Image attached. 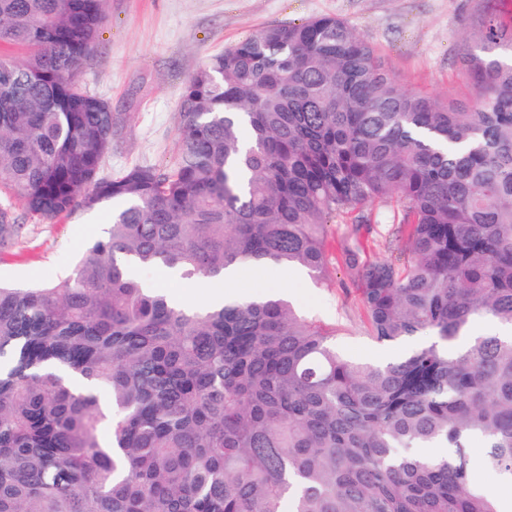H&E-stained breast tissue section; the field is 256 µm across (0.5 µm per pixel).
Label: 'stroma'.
<instances>
[{
    "mask_svg": "<svg viewBox=\"0 0 512 512\" xmlns=\"http://www.w3.org/2000/svg\"><path fill=\"white\" fill-rule=\"evenodd\" d=\"M487 14L512 25V0H109L81 82L123 116L109 172L137 164L162 168L176 157L190 76L250 34L335 17L375 49L402 88L470 104L480 90L469 77L468 36ZM1 204L26 221L11 251L0 255V278L28 284L62 282L112 221L108 205L41 223L26 217L18 198L0 195ZM365 209L372 223L362 231L363 261L406 263L410 255L395 223L396 205L373 202ZM352 222V214L344 213L327 227L333 264L325 281L288 282L282 289L307 316L342 327L336 347L345 356L377 362L402 357L425 339L380 344L370 337L356 274L342 260Z\"/></svg>",
    "mask_w": 512,
    "mask_h": 512,
    "instance_id": "1",
    "label": "stroma"
}]
</instances>
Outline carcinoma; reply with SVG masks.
I'll return each mask as SVG.
<instances>
[{
	"label": "carcinoma",
	"instance_id": "cac0c4a2",
	"mask_svg": "<svg viewBox=\"0 0 512 512\" xmlns=\"http://www.w3.org/2000/svg\"><path fill=\"white\" fill-rule=\"evenodd\" d=\"M108 0H0V193L49 223L116 202L61 284H0V512H500L512 490V27L472 33L469 107L408 92L345 22L269 27L190 77L169 168L104 173L118 113L85 90ZM401 207L411 259L357 270L372 338L283 299L179 307L138 271L193 281L276 266L325 279L326 226ZM23 224L0 206V253ZM110 440L99 439L102 428ZM447 449L421 455V447Z\"/></svg>",
	"mask_w": 512,
	"mask_h": 512
}]
</instances>
